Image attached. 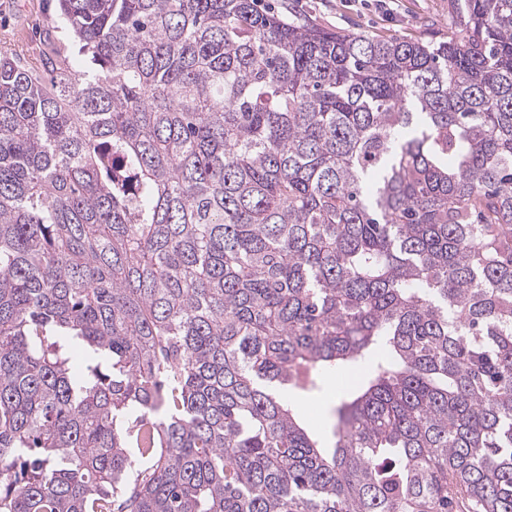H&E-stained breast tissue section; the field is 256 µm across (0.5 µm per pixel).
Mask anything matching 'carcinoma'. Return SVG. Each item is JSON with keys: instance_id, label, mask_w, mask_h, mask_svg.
<instances>
[{"instance_id": "carcinoma-1", "label": "carcinoma", "mask_w": 512, "mask_h": 512, "mask_svg": "<svg viewBox=\"0 0 512 512\" xmlns=\"http://www.w3.org/2000/svg\"><path fill=\"white\" fill-rule=\"evenodd\" d=\"M56 16L91 67L0 50V512H512V0ZM379 2H386L378 0ZM377 0H265L257 1L275 13H284L288 2L315 21L331 29L362 32L375 37L401 36L418 40L435 38L438 30L448 31L450 0H400L392 18ZM368 370V363H357L342 368L329 376L327 390L324 393L298 399L300 420L305 428L317 436L320 446L333 447L334 418L331 410L341 398L348 396L356 388Z\"/></svg>"}]
</instances>
